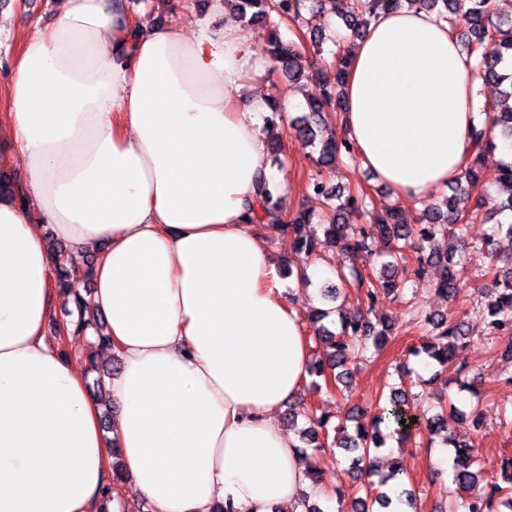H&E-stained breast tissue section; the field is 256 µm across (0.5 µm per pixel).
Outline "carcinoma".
<instances>
[{
	"label": "carcinoma",
	"mask_w": 512,
	"mask_h": 512,
	"mask_svg": "<svg viewBox=\"0 0 512 512\" xmlns=\"http://www.w3.org/2000/svg\"><path fill=\"white\" fill-rule=\"evenodd\" d=\"M242 18L245 25L261 24L269 28L270 72L280 74L286 82L297 83L311 71L307 47L314 54L323 52L322 43L330 16L338 17L350 35L358 37L368 30L376 18L387 11L408 3L418 9L434 12L448 22L450 30L474 57L476 69L483 82L504 87V97L494 104L484 105L480 112L485 120L471 131L473 151L461 167L454 184L453 194L441 201L425 205L420 223L408 224L398 211L388 209L373 216L368 224H351L349 216L364 214L369 206V197L363 190L350 186H338L327 192L325 172H333L344 158H356L353 145L343 139L321 137L325 125L324 112L328 108L342 106L343 90L350 68L349 56L340 50L332 52L335 59L321 83L317 93L308 99L307 112L290 123L292 137L309 150L308 157L315 163L317 171L308 174L309 187L316 195H324L331 201L329 211L313 222V217L305 211L290 214L285 211L281 196L274 186L262 182L258 188L256 201L248 205L252 223L262 224L273 235H286L292 239L294 250L312 257L316 252L332 247L337 253L355 254L368 249V238L372 229H377L380 237L388 245L389 261L381 264L379 273H362L354 267L336 271V282H325L319 288L323 302H335L347 298L345 288L355 289L359 309L345 313L342 308L332 311L317 308L310 316L315 328L316 343L323 356L310 363L309 376L317 377L310 383L306 392L318 395L332 394L347 387L349 375L347 365L365 357L373 349L380 351L389 341V327L376 324L370 319L379 299L396 297L405 282L415 286L424 280V254L437 236L448 237V253L440 256L436 264L441 267L439 277L431 287L441 296L453 301L460 293L451 265L458 250H463L481 261L488 262V274L492 276L491 288L478 291L473 305L497 338V346L502 357L512 360V262L498 264L501 241L512 243V224L494 222L491 233L477 246L467 247L465 235L469 223L480 220L488 223L489 214H512V161L502 163L493 172L483 165L487 152L498 149L497 140L512 141V16L504 18L496 12L493 0H356L351 11H340L336 0H228ZM294 22L302 26L303 38L283 37L281 28ZM498 43L501 51L496 55H486L482 48L486 41ZM478 183L496 188V193L485 199L470 202L471 189ZM51 250L58 258L57 285L62 296L70 295L66 287V266L62 258L65 248L59 242H52ZM72 302L77 311V319L72 321L70 334L80 336L93 330L94 344L98 348H112L110 336L100 330L97 320L84 317L83 310L88 301L74 295ZM417 323L429 327V340L419 346L410 347V354L425 355L427 359L442 367L455 359L458 352L470 342L471 334L467 323L461 317H432L428 314L415 317ZM440 411L426 418V428L415 431V421L406 407L405 391L391 387L387 400L379 407L377 415L367 424L362 423L364 412L356 410L349 421L355 423L354 433L347 427L338 425L328 428L329 419L317 415L310 409L305 398L288 406L286 420L288 426L297 423L299 417L308 420V426L300 431V440L314 451L323 448H341L348 453V468L344 469L354 479L365 478L359 485V494L354 498L353 512H374V506L388 508L392 499L410 505L414 494L407 490L391 496L381 490L391 481H399L405 474L403 464L392 460L387 469H374L370 465L371 453L384 443L381 425H391L401 442L409 438L427 439L444 433L445 441L452 450L451 462L453 482L458 489L467 493L462 507L465 512H512V457L501 461L502 473L507 485L497 483L481 484L480 466L473 446L455 439L448 429V411L455 414L461 410L448 404V398L434 396Z\"/></svg>",
	"instance_id": "carcinoma-1"
}]
</instances>
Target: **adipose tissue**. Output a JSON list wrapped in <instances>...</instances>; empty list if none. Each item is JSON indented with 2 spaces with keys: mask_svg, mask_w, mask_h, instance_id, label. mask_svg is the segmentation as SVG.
Listing matches in <instances>:
<instances>
[{
  "mask_svg": "<svg viewBox=\"0 0 512 512\" xmlns=\"http://www.w3.org/2000/svg\"><path fill=\"white\" fill-rule=\"evenodd\" d=\"M60 3L0 91V166L23 163L32 202L0 200V512H100L111 441L118 497L153 512H302L306 467L277 414L309 351L247 216L261 180L288 190L264 133L270 62L228 19L188 33L115 0ZM350 60L342 136L395 198L429 200L472 151L473 58L447 22L404 6ZM44 224L69 269L98 254L91 311L120 360L100 398L46 337Z\"/></svg>",
  "mask_w": 512,
  "mask_h": 512,
  "instance_id": "adipose-tissue-1",
  "label": "adipose tissue"
}]
</instances>
